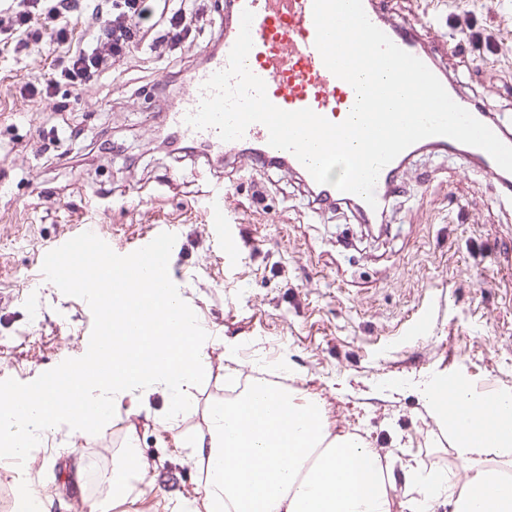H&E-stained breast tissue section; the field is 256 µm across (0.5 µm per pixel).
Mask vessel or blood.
I'll return each mask as SVG.
<instances>
[{
  "label": "vessel or blood",
  "mask_w": 512,
  "mask_h": 512,
  "mask_svg": "<svg viewBox=\"0 0 512 512\" xmlns=\"http://www.w3.org/2000/svg\"><path fill=\"white\" fill-rule=\"evenodd\" d=\"M362 2L369 20L398 47L420 59L440 80L453 101L487 125L502 142L512 146V125L484 111L475 98L466 95L457 85L448 68L447 42L424 41L415 23L393 17L387 7L388 0ZM312 4L313 0H224L220 43L208 49L202 62L184 74L178 98L149 115L150 126L163 134L167 147H191L195 155L212 168L232 161L254 171L286 169L300 181L317 209L333 211L345 207L354 212L362 224L386 223L391 199L398 195L414 158L423 153L456 159L467 169H480L496 181L502 195L512 194V172L503 170L485 150L445 136L422 139L386 165L378 176L374 189L376 202L371 205L358 195L317 183L291 152L270 146L269 132L263 124L249 125L241 139L224 141L216 129L198 130L185 123V116L198 109L205 95L204 83L212 74L227 67L229 53L240 32L241 14L246 9L254 14L253 48L247 64L264 80L267 96L274 105L287 111L309 108L331 121L350 112L356 99L355 91L326 68L315 47ZM205 216L208 223L216 226L228 223L223 183L211 185ZM176 239L173 228H162L126 256L112 251L96 226L87 224L44 256L43 269L49 278L83 288L95 313L96 334L103 339L112 326V318L98 290L100 269L111 268V288L115 291L173 287L170 267ZM67 379L66 368H59L35 383L29 395L41 398L59 390Z\"/></svg>",
  "instance_id": "obj_1"
}]
</instances>
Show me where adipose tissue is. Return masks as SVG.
<instances>
[{
	"label": "adipose tissue",
	"mask_w": 512,
	"mask_h": 512,
	"mask_svg": "<svg viewBox=\"0 0 512 512\" xmlns=\"http://www.w3.org/2000/svg\"><path fill=\"white\" fill-rule=\"evenodd\" d=\"M112 331L104 346L69 368L58 393L38 400L11 390L0 404V453L37 454L46 434L86 435L121 414H137L156 389L170 394L167 425L186 416L206 351L213 343L181 289L163 295L134 288L110 298ZM171 311V326L139 310ZM440 381L419 393L431 416L455 441L467 472L463 483L438 472L409 470L416 495L406 512H429L447 500L452 512H512V388L498 391V416L473 415L461 424L439 395ZM204 466L201 501L182 500L179 512H393L394 485L374 449L350 435L331 433L320 402L295 391L263 385L254 395L214 403L205 431L193 439L174 434ZM149 466L137 448L126 450L112 470L108 501H88L89 512H121L136 501Z\"/></svg>",
	"instance_id": "1"
}]
</instances>
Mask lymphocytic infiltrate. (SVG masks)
<instances>
[{"mask_svg": "<svg viewBox=\"0 0 512 512\" xmlns=\"http://www.w3.org/2000/svg\"><path fill=\"white\" fill-rule=\"evenodd\" d=\"M84 17L95 24L78 40L73 23ZM206 19L204 0H0V53L33 43L56 46L47 76L25 85L33 103L124 73L136 50L171 55L183 32Z\"/></svg>", "mask_w": 512, "mask_h": 512, "instance_id": "f902f5d3", "label": "lymphocytic infiltrate"}]
</instances>
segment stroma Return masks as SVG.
I'll return each instance as SVG.
<instances>
[{"mask_svg":"<svg viewBox=\"0 0 512 512\" xmlns=\"http://www.w3.org/2000/svg\"><path fill=\"white\" fill-rule=\"evenodd\" d=\"M459 0H389L393 16L429 37L457 43L461 75L486 109L512 123V0H480L474 46L457 27ZM215 30L187 32L176 55L136 52L128 75L107 76L69 96L64 111L39 110L19 94L47 74L53 47L30 45L0 63V387L25 388L80 360L93 316L81 289L39 276L38 255L81 225H99L113 249L128 252L170 225L179 237L171 272L199 324L220 336L204 360L193 413L177 427L205 430L209 407L230 380H253L267 362L289 356L288 386L320 398L334 432L357 436L381 453L395 479L396 502L413 496L408 468L461 480L448 431L436 424L417 382L463 372L479 390L512 387V201L480 170L450 158L416 157L404 193L390 209V232L362 233L351 214L308 205L298 180L280 170L231 172L224 207L242 254L225 259L223 229L204 223L205 166L177 162L155 140L146 115L154 85L176 66L199 63ZM141 89H134L133 79ZM110 139L108 152L97 149ZM437 304L426 335L405 329L413 313ZM241 341L238 363L224 359L223 339ZM169 396L157 390L147 408L116 417L92 437H52L54 463H0V512L17 470H39L36 489L47 512H74L80 498L105 499L112 465L136 444L152 467L155 491L194 498L201 483L189 449L174 447L162 423ZM95 456V474L74 495L71 475ZM176 475L167 485V475Z\"/></svg>","mask_w":512,"mask_h":512,"instance_id":"obj_1","label":"stroma"}]
</instances>
